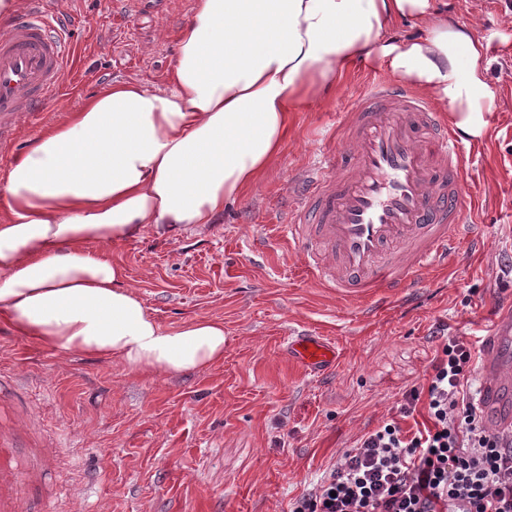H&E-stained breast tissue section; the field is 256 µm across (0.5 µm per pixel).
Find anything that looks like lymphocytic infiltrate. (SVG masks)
I'll list each match as a JSON object with an SVG mask.
<instances>
[{
	"mask_svg": "<svg viewBox=\"0 0 512 512\" xmlns=\"http://www.w3.org/2000/svg\"><path fill=\"white\" fill-rule=\"evenodd\" d=\"M474 342L443 338L422 388L416 431L386 422L361 435L291 512H512V440L489 432L474 403Z\"/></svg>",
	"mask_w": 512,
	"mask_h": 512,
	"instance_id": "f902f5d3",
	"label": "lymphocytic infiltrate"
}]
</instances>
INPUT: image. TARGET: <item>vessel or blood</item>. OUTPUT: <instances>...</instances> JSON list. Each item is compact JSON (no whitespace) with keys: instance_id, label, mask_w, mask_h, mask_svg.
Here are the masks:
<instances>
[{"instance_id":"1","label":"vessel or blood","mask_w":512,"mask_h":512,"mask_svg":"<svg viewBox=\"0 0 512 512\" xmlns=\"http://www.w3.org/2000/svg\"><path fill=\"white\" fill-rule=\"evenodd\" d=\"M30 0L0 33V144L60 90L68 64L62 23ZM330 148L302 174L282 231L307 277L343 298L403 296L465 239L473 158L408 80L375 81L329 132ZM285 356L305 374L335 370L334 342L287 337ZM477 399L485 426L512 437V305L485 336Z\"/></svg>"}]
</instances>
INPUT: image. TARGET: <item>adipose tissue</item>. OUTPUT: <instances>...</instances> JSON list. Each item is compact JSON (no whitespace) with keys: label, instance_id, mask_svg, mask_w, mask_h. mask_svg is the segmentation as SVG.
Wrapping results in <instances>:
<instances>
[{"label":"adipose tissue","instance_id":"1","mask_svg":"<svg viewBox=\"0 0 512 512\" xmlns=\"http://www.w3.org/2000/svg\"><path fill=\"white\" fill-rule=\"evenodd\" d=\"M412 20L420 35L393 38ZM359 57L487 139V46L439 0H195L165 87L111 83L61 113L0 177V321L50 350L180 375L224 359V321L165 326L112 244L213 223L278 156L291 112Z\"/></svg>","mask_w":512,"mask_h":512}]
</instances>
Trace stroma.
I'll use <instances>...</instances> for the list:
<instances>
[{
  "label": "stroma",
  "instance_id": "35a3bbf8",
  "mask_svg": "<svg viewBox=\"0 0 512 512\" xmlns=\"http://www.w3.org/2000/svg\"><path fill=\"white\" fill-rule=\"evenodd\" d=\"M448 13L488 44L496 97L490 136L470 150L480 241L425 271L409 299L346 300L305 279L277 229L292 178L326 148L323 129L374 79L356 59L335 87L293 112L277 158L214 223L114 242L129 282L165 326L224 321L222 364L143 375L119 361L36 346L0 324V406L14 426L23 478L12 488L33 512H289L363 433L396 417L422 387L440 331L466 340L512 304V0H447ZM194 0H51L73 60L59 98L22 123L13 155L114 82L164 86L176 35ZM308 330L336 341L341 360L317 380L288 366L282 339ZM397 418V417H396Z\"/></svg>",
  "mask_w": 512,
  "mask_h": 512
}]
</instances>
